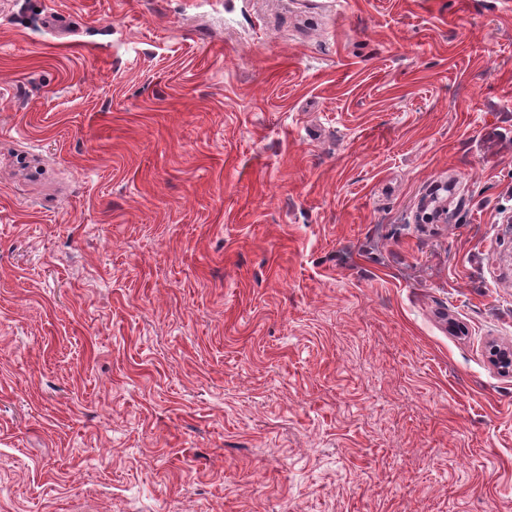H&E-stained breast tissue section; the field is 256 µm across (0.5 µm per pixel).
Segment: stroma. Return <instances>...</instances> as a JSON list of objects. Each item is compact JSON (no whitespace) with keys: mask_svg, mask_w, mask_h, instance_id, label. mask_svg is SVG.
<instances>
[{"mask_svg":"<svg viewBox=\"0 0 512 512\" xmlns=\"http://www.w3.org/2000/svg\"><path fill=\"white\" fill-rule=\"evenodd\" d=\"M493 343L512 0H0V512H512ZM448 214V197L443 198L437 193H432L431 197L424 201L420 210L416 214V220L419 224H430L442 215Z\"/></svg>","mask_w":512,"mask_h":512,"instance_id":"obj_1","label":"stroma"}]
</instances>
